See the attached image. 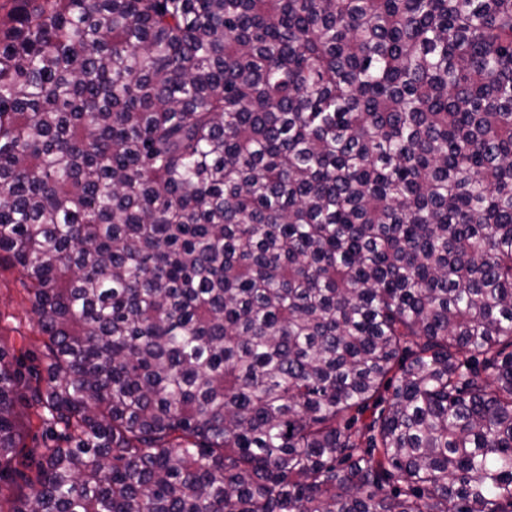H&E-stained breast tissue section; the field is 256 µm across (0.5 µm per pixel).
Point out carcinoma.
Returning <instances> with one entry per match:
<instances>
[{
  "label": "carcinoma",
  "mask_w": 512,
  "mask_h": 512,
  "mask_svg": "<svg viewBox=\"0 0 512 512\" xmlns=\"http://www.w3.org/2000/svg\"><path fill=\"white\" fill-rule=\"evenodd\" d=\"M2 259L0 512H512V0H9ZM25 288L21 268L3 261L0 264V350L6 362L15 364L20 359L28 366L39 363L34 359L42 358L44 347Z\"/></svg>",
  "instance_id": "1"
}]
</instances>
